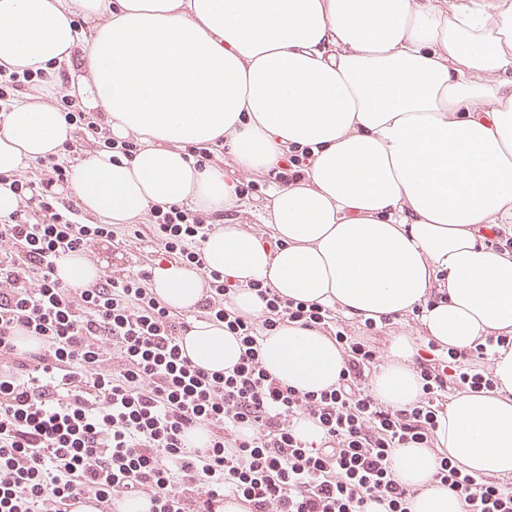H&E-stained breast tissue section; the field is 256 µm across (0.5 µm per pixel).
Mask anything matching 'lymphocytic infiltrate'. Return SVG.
<instances>
[{"mask_svg":"<svg viewBox=\"0 0 512 512\" xmlns=\"http://www.w3.org/2000/svg\"><path fill=\"white\" fill-rule=\"evenodd\" d=\"M65 117L101 150L131 158L138 142L115 141L75 105ZM71 165L41 163L40 182L10 177L21 209L39 216H0V512H61L77 495L99 512L128 497L152 512H221L233 495L246 512H411L415 490L395 477L399 448H433L436 486L460 500L462 512H512V483L463 471L434 448L442 394L493 385L490 346L439 353L427 345L413 367L421 394L397 407L376 398L371 372L385 362L365 322L355 334L329 307L281 297L254 284L262 316L238 314L227 301L236 287L206 269L202 245L213 224L199 210L154 209L147 230L166 254L201 269V319L223 324L243 347L232 369L211 373L182 348L188 323L149 286L152 272L103 276L83 288L56 278L57 261L118 242L113 225L86 222L56 194ZM332 331L344 356L336 387L299 392L283 385L260 358V339L282 324ZM318 423L320 442L302 441L298 419ZM209 429L199 446L188 437Z\"/></svg>","mask_w":512,"mask_h":512,"instance_id":"lymphocytic-infiltrate-1","label":"lymphocytic infiltrate"}]
</instances>
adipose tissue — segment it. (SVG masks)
Masks as SVG:
<instances>
[{
  "label": "adipose tissue",
  "instance_id": "adipose-tissue-1",
  "mask_svg": "<svg viewBox=\"0 0 512 512\" xmlns=\"http://www.w3.org/2000/svg\"><path fill=\"white\" fill-rule=\"evenodd\" d=\"M77 51L84 69L66 94L139 147L116 162L86 154L69 196L111 224L185 201L218 219L203 258L238 284V313L261 314L255 282L362 320L421 308L420 337L395 336L371 379L394 406L421 393L419 343L512 335V250L489 243L491 226L512 224V0H0V72L53 76ZM74 136L52 103L11 108L0 215L18 205L5 176ZM196 144L227 156L197 167L185 155ZM302 150L304 177L264 206L268 239L247 232L241 176ZM151 287L179 312L202 295L199 272L177 261L156 265ZM182 343L211 372L242 351L213 322H194ZM494 353L493 388L455 394L434 447L487 478L512 476V348ZM260 356L300 392L335 387L344 365L334 339L292 324L264 337ZM433 450L397 449L393 472L416 491L412 512H461L432 483Z\"/></svg>",
  "mask_w": 512,
  "mask_h": 512
}]
</instances>
